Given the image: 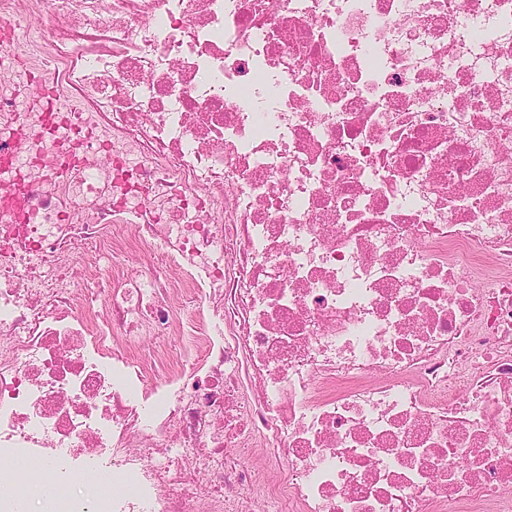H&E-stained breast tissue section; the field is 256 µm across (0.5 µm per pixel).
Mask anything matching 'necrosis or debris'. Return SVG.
<instances>
[{"label": "necrosis or debris", "mask_w": 512, "mask_h": 512, "mask_svg": "<svg viewBox=\"0 0 512 512\" xmlns=\"http://www.w3.org/2000/svg\"><path fill=\"white\" fill-rule=\"evenodd\" d=\"M35 19L0 512H512V0H0ZM47 84L94 135L66 176L15 106Z\"/></svg>", "instance_id": "necrosis-or-debris-1"}]
</instances>
